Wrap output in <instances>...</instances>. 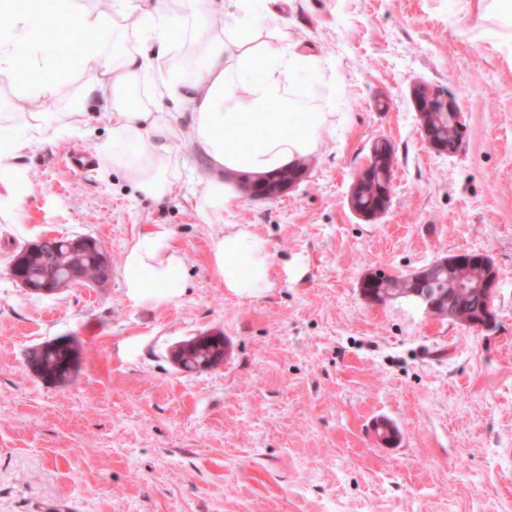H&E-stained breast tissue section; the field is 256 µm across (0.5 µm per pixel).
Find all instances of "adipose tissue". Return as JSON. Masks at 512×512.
I'll list each match as a JSON object with an SVG mask.
<instances>
[{
    "mask_svg": "<svg viewBox=\"0 0 512 512\" xmlns=\"http://www.w3.org/2000/svg\"><path fill=\"white\" fill-rule=\"evenodd\" d=\"M274 0H109L108 9L89 10L84 0H0V12L14 17L0 31V82L22 100L56 96L68 75L43 65L32 83L18 69L36 32H96L95 49L79 59L84 81L70 100L65 128L79 130L87 101L96 98L112 126V164L145 196L161 199L173 187L180 159L171 151L182 128L176 110L190 111L193 134L215 174L200 180L197 215L220 224L211 260L226 291L256 296L272 288L274 265L267 241L248 225L228 224L224 214L241 175H268L309 159L336 135V115L326 111L320 86L301 87L298 75L322 71L314 54L289 39ZM223 16L222 29L211 20ZM182 34L195 46L193 78L158 72L137 44L153 39L167 45ZM277 50H270V42ZM130 298L165 299L180 293L185 265L167 229L139 236L125 256Z\"/></svg>",
    "mask_w": 512,
    "mask_h": 512,
    "instance_id": "1",
    "label": "adipose tissue"
}]
</instances>
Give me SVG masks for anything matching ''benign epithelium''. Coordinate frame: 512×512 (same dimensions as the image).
<instances>
[{
	"mask_svg": "<svg viewBox=\"0 0 512 512\" xmlns=\"http://www.w3.org/2000/svg\"><path fill=\"white\" fill-rule=\"evenodd\" d=\"M410 98L417 112L418 129L421 139L425 145L436 154L458 153L466 139V123L463 113L460 112L455 99L440 93L434 86L425 82H417L410 88ZM433 112H444L455 128L453 142L446 143L435 137L432 124L428 115ZM381 164L378 163V156L370 154V159L363 166L349 190V205L354 209V213L365 221H372L383 215L388 207L392 185H387L382 195L383 207L373 213L362 211L356 208L357 197L363 191V185L369 182L373 177V172L379 170ZM308 169H299L294 171L289 177L285 178L280 174L257 176L251 180L243 182L242 188L246 195L253 199L277 200L292 191L297 184L307 177ZM65 252L56 254V257L62 259L69 255L86 254L95 257L103 271L98 286H103L112 276V266L109 253L94 238L88 236H73L65 242ZM24 253H19L11 263L10 272L13 279L21 288L27 292L38 296H52L61 291L78 286L83 281L81 273L68 264L60 265L65 271L64 276H58L49 279L40 285L28 281L20 272V266L23 264ZM440 262L448 265L450 270L477 269L481 274L474 279H459L456 281V287L448 293L446 297H436L427 293L422 288H411L404 292H392L390 288H360L362 297L374 306H385L397 300H408L413 302L425 313L447 318L466 328L488 331L493 328L494 314L493 301L499 286V278L493 268V262L490 257L482 252H457L447 255L440 259ZM463 295L475 302L476 311L460 313L455 304V297ZM191 344L208 345L213 348L212 362L220 363L224 358V342L218 336H195L189 340L178 343L172 350L171 356L173 362L178 367L184 366L183 352ZM57 345H64L72 350L73 355L70 359L66 381L73 380L81 358V347L79 342L73 337H64L44 344L46 348H52Z\"/></svg>",
	"mask_w": 512,
	"mask_h": 512,
	"instance_id": "7a95c632",
	"label": "benign epithelium"
}]
</instances>
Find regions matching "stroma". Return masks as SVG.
Wrapping results in <instances>:
<instances>
[{"label":"stroma","instance_id":"stroma-1","mask_svg":"<svg viewBox=\"0 0 512 512\" xmlns=\"http://www.w3.org/2000/svg\"><path fill=\"white\" fill-rule=\"evenodd\" d=\"M290 36L325 60V102L345 113L309 176L275 201L238 197L200 222L208 173L192 142L167 197H144L113 167L112 127L46 133L0 158L25 173L13 220L0 218V512H512V31L492 0H285ZM94 34L44 42L74 71ZM444 89L468 123L461 153L422 141L409 89ZM395 149L390 205L360 220L348 193L372 141ZM95 154L89 176L68 164ZM165 225L185 263L170 300L127 294L125 256ZM248 224L271 251L275 286L224 290L211 262L225 225ZM97 239L112 256L101 288L51 297L20 288L13 255L37 236ZM460 251L499 275L492 330L405 303L368 304L367 272H413ZM223 337L217 368L170 355ZM75 337V379L56 386L25 353ZM394 427L380 443L379 422ZM190 344L211 346L213 348L212 363H220L224 358V342L220 337L208 335L195 336L192 339L178 343L172 350V360L181 369H183L185 359V356L182 354Z\"/></svg>","mask_w":512,"mask_h":512}]
</instances>
